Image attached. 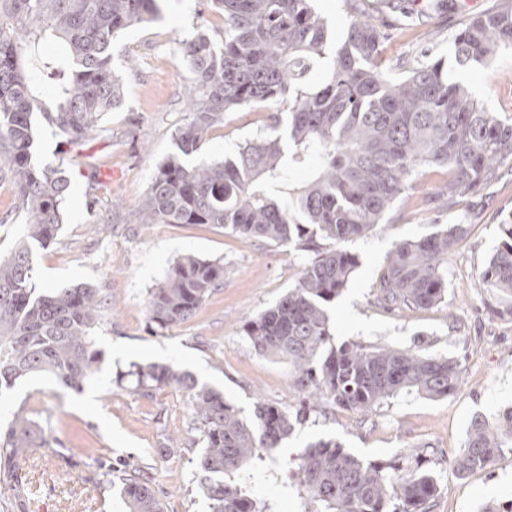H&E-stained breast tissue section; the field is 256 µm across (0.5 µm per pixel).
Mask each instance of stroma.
I'll use <instances>...</instances> for the list:
<instances>
[{
    "mask_svg": "<svg viewBox=\"0 0 512 512\" xmlns=\"http://www.w3.org/2000/svg\"><path fill=\"white\" fill-rule=\"evenodd\" d=\"M493 0H312L339 43L352 16L377 25L382 56L401 72L415 65L423 48L443 58L449 75L464 83L492 112L512 118V51L487 66L460 67L452 39L462 25ZM159 19L133 26L114 41L112 63L125 104L106 114L98 135L64 150L56 128L41 126L36 161L65 170L70 189L56 240L35 248V285L102 289L112 303L93 330L102 369L76 392L38 375L0 394V429L21 413L46 439L19 462L26 495L21 508L0 484V512H126L118 489L102 472L139 470L164 512H209L197 490L201 452L184 392L166 387L144 397L117 387V371L131 363H157L190 372L223 392L251 418L263 401L293 412L300 407L291 368L256 353L243 323L273 306L294 287L306 261L285 246L246 242L209 224L138 222V209L159 164L175 150L188 120L184 90L189 73L177 62L180 41L213 32L221 23L207 0H161ZM287 104L252 103L225 113L206 144L185 157L187 166L233 156L245 141L273 128H287ZM99 176L90 180L87 160ZM446 170L424 168L396 200L381 224L346 243L359 265L347 286L328 303L331 344L389 348L420 346L455 360L461 384L451 396L428 399L400 394L366 413L333 405L310 410L300 429L282 442L273 459L255 460L241 478L272 512H308L294 457L308 443L333 438L351 453L387 464L406 455L425 462L438 479L429 512H481L485 505L512 504V451L485 469L459 477L453 463L465 446L470 422L512 408V300L501 302L483 287L480 273L512 222V160L476 198L437 200ZM468 221V234L448 255V292L431 309L401 310L380 300L378 278L395 244ZM27 219L11 180H0V253L15 246ZM224 263V285L195 314L166 333L153 332L148 293L182 255ZM184 446L172 455L160 448L170 437Z\"/></svg>",
    "mask_w": 512,
    "mask_h": 512,
    "instance_id": "obj_1",
    "label": "stroma"
}]
</instances>
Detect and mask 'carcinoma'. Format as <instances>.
<instances>
[{
  "label": "carcinoma",
  "mask_w": 512,
  "mask_h": 512,
  "mask_svg": "<svg viewBox=\"0 0 512 512\" xmlns=\"http://www.w3.org/2000/svg\"><path fill=\"white\" fill-rule=\"evenodd\" d=\"M223 18L215 42L204 33L184 38L179 65L192 75L189 118L178 152L152 177L140 204L144 224H211L244 241L288 244L307 257L296 285L245 326L253 350L288 362L294 385L325 403L363 412L403 392L427 398L460 385L455 361L423 349L329 346L326 304L358 267L343 244L381 223L422 167L448 171V198L477 195L512 159V119L490 112L467 86L452 80L440 60L395 76L381 57L383 35L367 20L349 22L330 46L326 21L310 0H209ZM158 0H0V172L13 177L19 209L28 217L22 237L0 255V394L34 375H50L79 391L103 364L95 324L108 309L99 288L36 291L34 247L49 245L63 222L70 180L59 168L35 163L40 124L58 129L67 145L95 137L101 118L123 106L112 69L121 31L155 22ZM57 44L43 57L39 46ZM512 50V3L467 22L453 40L455 63L482 66ZM322 66L318 86L309 72ZM52 86L53 106L43 98ZM288 102L286 136L259 139L231 158L189 167L181 156L198 151L224 114L255 102ZM319 157L302 186L288 171ZM482 271L488 291L512 297V224ZM468 233L450 224L396 244L379 276L382 299L397 307L428 309L447 292L444 261ZM224 286V264L185 254L150 290L147 313L158 332L190 319L209 294ZM147 396L184 391L202 451L197 486L211 512H269L245 483L234 479L252 460L273 458L305 422L307 403L294 414L256 403L245 419L224 393L189 372L155 363L130 364L115 378ZM37 426L17 413L0 431V483L21 494L17 461L38 447ZM512 449V409L472 420L458 475L493 463ZM300 484L317 512H428L436 479L419 462L385 466L364 461L333 439L298 455ZM108 484L128 512H162L153 489L124 472Z\"/></svg>",
  "instance_id": "obj_1"
}]
</instances>
